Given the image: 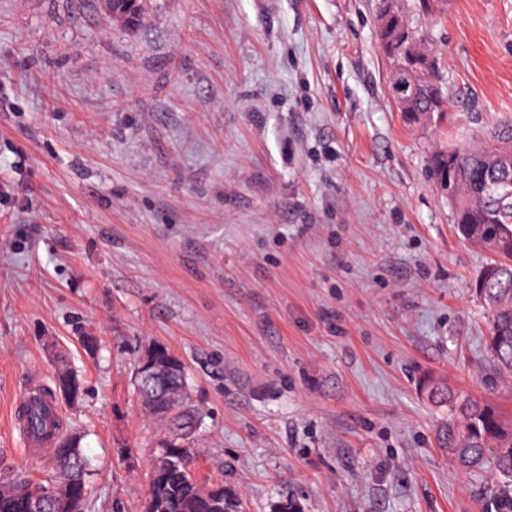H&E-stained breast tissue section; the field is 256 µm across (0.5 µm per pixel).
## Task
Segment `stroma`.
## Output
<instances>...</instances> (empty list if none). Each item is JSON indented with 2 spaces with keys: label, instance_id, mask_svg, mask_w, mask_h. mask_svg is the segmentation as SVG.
Wrapping results in <instances>:
<instances>
[{
  "label": "stroma",
  "instance_id": "1",
  "mask_svg": "<svg viewBox=\"0 0 512 512\" xmlns=\"http://www.w3.org/2000/svg\"><path fill=\"white\" fill-rule=\"evenodd\" d=\"M379 0H0V475L42 480L12 399L59 363L89 512H139L161 344L204 413L192 470L243 512H497L512 484L437 445L422 378L512 414L463 239L429 170L512 118V0H439L442 129L408 126ZM95 348H88L87 337Z\"/></svg>",
  "mask_w": 512,
  "mask_h": 512
}]
</instances>
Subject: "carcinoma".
Returning a JSON list of instances; mask_svg holds the SVG:
<instances>
[{
  "mask_svg": "<svg viewBox=\"0 0 512 512\" xmlns=\"http://www.w3.org/2000/svg\"><path fill=\"white\" fill-rule=\"evenodd\" d=\"M388 24L379 32L383 54L403 44L401 67H391L390 83L402 77L414 84V95L398 109L413 123H436L445 115L443 80L433 83L431 68H439L423 27L412 25L409 12L394 0H384ZM433 176L448 180L458 231L469 241L500 256L488 264L476 282V294L487 314V347L495 369L512 376V120L494 125L474 143H450L430 157ZM142 358L152 360L159 376L135 390L148 414L165 426L148 473L143 512H239L240 501L217 484L203 487L194 479L193 442L203 421L191 403L184 363L163 345L149 347ZM73 389L82 395L77 378L66 369L56 372L53 389L23 404L19 419L26 432L53 443V473L33 482L25 476L0 478V512H30L32 489L45 493L43 512H88V461L80 440L64 432L48 401ZM421 389L437 407L448 409V421L438 433L440 448L457 467H488L512 481V423L486 400L455 390L431 377Z\"/></svg>",
  "mask_w": 512,
  "mask_h": 512,
  "instance_id": "obj_1",
  "label": "carcinoma"
}]
</instances>
